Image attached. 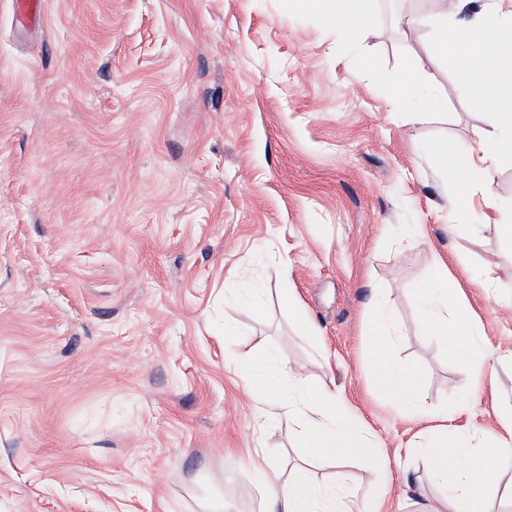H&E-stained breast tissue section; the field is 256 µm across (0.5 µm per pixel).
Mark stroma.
<instances>
[{
	"mask_svg": "<svg viewBox=\"0 0 512 512\" xmlns=\"http://www.w3.org/2000/svg\"><path fill=\"white\" fill-rule=\"evenodd\" d=\"M410 10L433 4L380 0L360 35L305 0H45L33 26L0 0V512H262L264 459L385 496L387 512L432 505L408 454L432 425L375 388L377 301L420 399L466 411L472 448L503 436L512 162L491 185L496 226L463 225L433 145L476 147L494 115L442 59L423 98L403 97L397 77L432 38L398 25ZM441 261L473 277L492 351L478 392L420 323L414 290ZM261 345L335 387L377 456L306 462L237 367Z\"/></svg>",
	"mask_w": 512,
	"mask_h": 512,
	"instance_id": "1",
	"label": "stroma"
}]
</instances>
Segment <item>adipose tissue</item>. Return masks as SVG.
I'll return each mask as SVG.
<instances>
[{
  "label": "adipose tissue",
  "mask_w": 512,
  "mask_h": 512,
  "mask_svg": "<svg viewBox=\"0 0 512 512\" xmlns=\"http://www.w3.org/2000/svg\"><path fill=\"white\" fill-rule=\"evenodd\" d=\"M315 13L329 17L340 29L364 31L375 19V0H308ZM431 15L409 13L400 23L415 31L432 25L435 37L427 49L428 59L445 58L449 69L464 80H475L471 104L492 109L497 123L479 148L465 158L448 154L447 143L435 152L446 158L445 169L456 194L471 197L482 188L485 209L497 211L490 190L493 175L503 159H512V0H483L473 20L449 22V15L463 12L470 0H436ZM417 306L428 335L444 340L449 354L466 366L482 369L490 354L484 332L465 298L457 276L445 263H437L416 288ZM396 332L385 311L367 321L369 360L376 371L378 391L398 402L403 413L422 420L438 416L434 407L417 396L418 376L390 358L388 351ZM253 367L264 383V404L268 415L288 422L308 457L332 463L346 459L373 457L377 440L358 424L347 403L326 386H315L298 371L279 359L259 351ZM437 443L420 448L428 461L426 478L441 491L431 512H486L483 487L488 470H512V445L483 449L484 465L469 464L472 453L467 440L471 422L440 425ZM266 492L265 512H362L358 491L350 486L323 488L308 477L304 468L281 479L276 467L260 471Z\"/></svg>",
  "instance_id": "obj_1"
}]
</instances>
